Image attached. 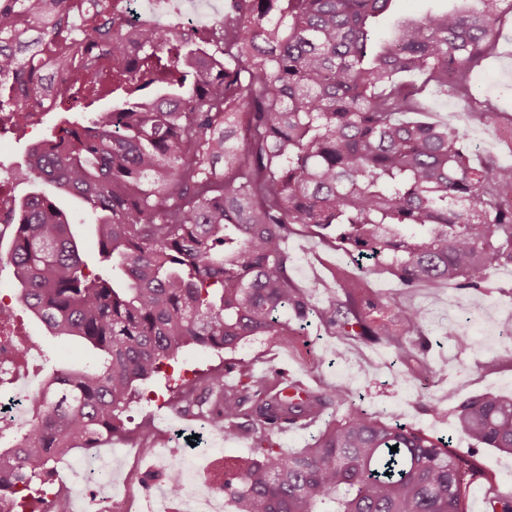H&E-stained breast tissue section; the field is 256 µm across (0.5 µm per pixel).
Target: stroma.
<instances>
[{"instance_id":"1","label":"stroma","mask_w":512,"mask_h":512,"mask_svg":"<svg viewBox=\"0 0 512 512\" xmlns=\"http://www.w3.org/2000/svg\"><path fill=\"white\" fill-rule=\"evenodd\" d=\"M423 119L449 120L480 157L512 163V16L501 19L499 35L489 52L455 90L429 89ZM294 258L292 277L297 285L325 279L343 270L362 278L361 296L388 306L411 305L426 317L419 359L396 361L381 345L344 339L317 319H310L302 341L287 346L275 336H261L224 352L202 351L187 346L171 366L143 385V395L130 403L122 432L101 441L97 452L118 459L122 472L133 475L132 490L144 512L157 502L158 484L144 486L141 478L151 471V459H139V433L150 429L156 448L173 447L171 429L190 435L201 430L206 419L173 418L170 382L192 381L223 365L243 359L256 373L276 369L294 372L307 384L340 385L360 396L369 412L400 410L404 422L431 435H445L453 425L452 412L466 396L495 391L512 397V265L493 267L480 288L401 287L387 270L360 275L356 263L334 242L312 231L295 227L288 238ZM497 358L495 370L485 363ZM433 374L422 387L416 374L420 365Z\"/></svg>"}]
</instances>
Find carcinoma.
<instances>
[{
	"mask_svg": "<svg viewBox=\"0 0 512 512\" xmlns=\"http://www.w3.org/2000/svg\"><path fill=\"white\" fill-rule=\"evenodd\" d=\"M392 0H230L211 32L145 28L128 39L107 0H90V29L72 31L115 55L112 81L69 88L84 114L57 113L31 144L15 220L0 260L14 300L47 335L88 347L94 361L55 368L28 423L0 424V512L43 486L60 450L123 430L138 385L179 350H232L250 337L288 340L316 317L338 336L418 352L425 316L401 306L374 321L354 300L358 282L297 286L283 247L301 224L354 261L384 264L406 289L476 288L512 264V163L478 158L450 124L401 120L421 111L424 74L462 80L495 40L512 0H456L447 11L397 23L375 41ZM33 15L13 27L20 11ZM69 23L66 0H0V112H29L26 96L53 86L34 65ZM77 200L99 263L84 260L60 198ZM177 387L172 402L203 414L224 439L252 438L254 455L224 466L232 512H468L489 482L482 448L512 455V397L465 398L453 435L435 437L402 415L368 412L341 386L291 395L286 385L229 365ZM341 413L303 448L281 428ZM397 446V451L390 447ZM181 462L162 472L181 491Z\"/></svg>",
	"mask_w": 512,
	"mask_h": 512,
	"instance_id": "obj_1",
	"label": "carcinoma"
}]
</instances>
